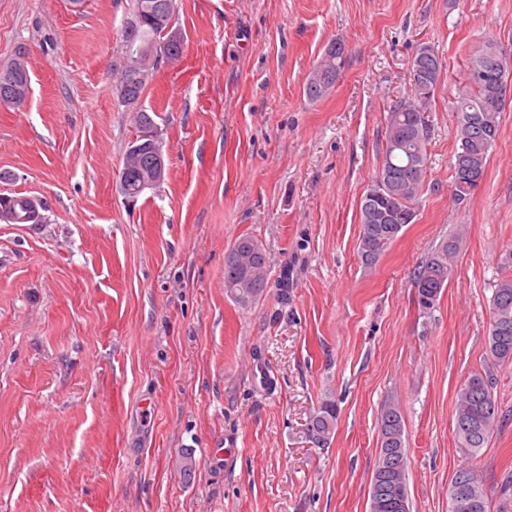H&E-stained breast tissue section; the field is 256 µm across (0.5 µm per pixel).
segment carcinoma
Segmentation results:
<instances>
[{"mask_svg": "<svg viewBox=\"0 0 512 512\" xmlns=\"http://www.w3.org/2000/svg\"><path fill=\"white\" fill-rule=\"evenodd\" d=\"M175 0H133L130 21L126 22L121 41L123 49L138 47L150 50L144 58L143 78L128 73V62L122 61L117 87L118 102L125 110L135 113L136 137L141 144L136 155L126 150L120 174L131 189L129 199L140 196L136 188L156 167L152 144L142 137L155 127L156 114L139 105L147 77L151 70L163 62H173L183 53L184 41L174 27ZM427 52L420 65H411V92L396 104L386 120L385 146L382 165L384 180L394 187L395 197L378 210L360 202L358 255L370 267L394 243L407 224L406 214L416 209L429 169L428 145L431 124L428 106L445 70L442 58L433 46L419 45L416 54ZM346 59L345 45L330 42L310 72L303 93L311 102H318L335 87ZM502 55L493 44L486 45L477 55L469 58L463 70L476 67L487 74L486 82H470L460 77L454 112H456V145L450 162L451 193L455 202L468 201L483 181L490 150L499 134L500 117L506 95L497 101L490 98L488 84L492 83L495 61ZM30 74L27 62L16 57L0 67V99L8 98L5 105L19 107L29 95ZM415 164L407 165L409 159ZM8 213L15 224H38L30 216L27 197L9 195L0 198V212ZM462 244V232L457 230L436 246L414 270L412 285L416 289L419 310L427 313L434 309L443 290L448 287L455 272V258ZM268 285V258L259 241L251 235H242L234 241L224 256V288L235 299L245 298L257 302ZM489 353L498 365L512 364V278L503 277L494 285L492 316L488 326ZM338 409L336 401L326 399L309 413L303 431L304 438L315 448L330 446L336 431ZM500 423L499 406L492 392L491 374L474 373L459 386L456 394L454 440L467 454L484 447ZM377 458L370 487V512H398L397 499L409 500L406 471L396 473L383 462L385 453L406 447L404 421L400 408L388 403L378 417ZM468 482L463 493L455 485L448 487V512H487L486 493L481 480L470 470L462 469Z\"/></svg>", "mask_w": 512, "mask_h": 512, "instance_id": "1", "label": "carcinoma"}]
</instances>
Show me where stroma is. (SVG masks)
<instances>
[{
	"label": "stroma",
	"mask_w": 512,
	"mask_h": 512,
	"mask_svg": "<svg viewBox=\"0 0 512 512\" xmlns=\"http://www.w3.org/2000/svg\"><path fill=\"white\" fill-rule=\"evenodd\" d=\"M131 6L0 0V66L22 49L31 76L23 106H0V192L47 204L42 223H0V512H369L388 401L410 512H448L461 469L499 512L512 365H494L486 336L512 277V94L461 204L450 160L460 70L489 40L512 57V0H177L185 50L142 98L166 174L133 201L119 180L136 127L117 100ZM334 40L346 66L309 102ZM423 43L447 68L430 170L414 222L368 268L359 204ZM459 225L454 277L422 312L413 271ZM244 234L269 261L249 306L224 288ZM485 371L504 422L466 454L456 392ZM329 398L335 437L310 447L303 425ZM345 59L346 49L341 41H332L325 47L303 87V93L310 102H318L329 95L344 67Z\"/></svg>",
	"instance_id": "1"
}]
</instances>
